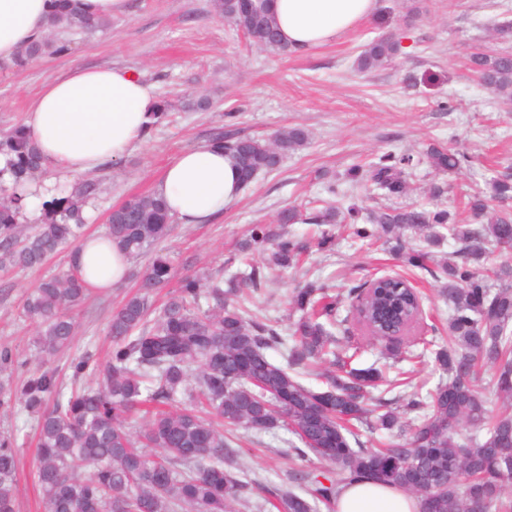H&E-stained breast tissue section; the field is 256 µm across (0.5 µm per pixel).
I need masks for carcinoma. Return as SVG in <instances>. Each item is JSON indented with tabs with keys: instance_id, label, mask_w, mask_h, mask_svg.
<instances>
[{
	"instance_id": "1",
	"label": "carcinoma",
	"mask_w": 512,
	"mask_h": 512,
	"mask_svg": "<svg viewBox=\"0 0 512 512\" xmlns=\"http://www.w3.org/2000/svg\"><path fill=\"white\" fill-rule=\"evenodd\" d=\"M268 2L256 0L253 14L243 11L239 0H213V6L257 46L287 54ZM59 24L64 32L78 33L105 28L109 21L63 13ZM398 49L394 36L377 37L363 46L356 69H378ZM69 50V41L53 36L26 47L16 62L32 64ZM471 64L499 101L512 103V57L478 53ZM209 142L255 177L274 169V157L304 149L309 135L293 126L271 140L220 132ZM0 154L10 157L0 170V267L31 268L65 246L76 248L83 238L85 208L96 199L99 183L87 178L44 202L39 222L24 235L22 188L41 174V152L26 127L17 124L0 132ZM426 157L439 172L454 170L465 159L434 146ZM410 164V157L386 152L366 169L352 166L347 177L355 185L369 182L401 196L408 190ZM510 198L508 175L493 180L489 193L469 195L468 209L483 219L481 224H456L444 209L416 205L386 208L364 219L353 206L341 217L331 202L310 216L284 209L275 222L252 225L241 244L244 251L269 246L262 262L227 281L219 274L182 276L153 321L152 297L174 277L170 258L157 250L174 217L155 192L125 200L109 213L106 232L129 258L146 256L148 262L138 273L137 291L109 318L112 354L93 370L96 385L66 398L52 370L30 374L16 391L0 385V406L17 405L37 416L34 479L44 512H235L247 484L229 469L234 450L216 418L229 430L262 433L284 426L302 444L294 447L300 459L313 456L336 465L323 481L307 471L297 473L300 493L274 494L283 512H320L323 507L330 512L342 487L363 481L415 495L421 512H512V416L492 415L487 397L492 393L512 401V261L488 265L490 254L512 253V217L490 205ZM345 220L352 224L353 237H376L398 249L406 230L430 245L447 237L458 245L442 260L425 248L408 253L411 265L427 270L432 264L447 278L439 294L448 305V345L434 351L447 378L424 396L369 397V389L384 383L391 391L399 380L385 379L375 367L352 366L356 347L336 350L339 340L320 318L332 321L341 299L325 285L309 282L293 296L300 316L292 323L285 365L267 356L284 339L242 307L243 289L262 287L265 270L295 265L304 250L286 225ZM371 288L358 320L374 339L401 319H412L421 306L415 288L400 276L374 278ZM90 292L71 267L43 280L27 296L19 317L38 327L37 348L55 353L73 342L75 312ZM203 297L212 306L202 315L198 305ZM329 354L336 371L328 375L327 389L303 384L298 367ZM479 365L493 370L486 385L478 376ZM178 393L182 400L174 408ZM146 403L158 409L134 431L129 419ZM356 424L371 432L396 430L402 442L367 448L352 429ZM149 447L162 455L147 452ZM17 474L15 439L0 434V512H16Z\"/></svg>"
}]
</instances>
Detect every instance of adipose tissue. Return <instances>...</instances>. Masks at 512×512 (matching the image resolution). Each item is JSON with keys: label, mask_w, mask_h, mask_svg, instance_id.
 Wrapping results in <instances>:
<instances>
[{"label": "adipose tissue", "mask_w": 512, "mask_h": 512, "mask_svg": "<svg viewBox=\"0 0 512 512\" xmlns=\"http://www.w3.org/2000/svg\"><path fill=\"white\" fill-rule=\"evenodd\" d=\"M280 37L303 51L343 38L372 19L379 0H271ZM56 0H0V62L51 28ZM158 101L133 72L120 67H76L48 81L32 98L25 125L39 145L45 168L91 175L140 143ZM243 185L231 158L203 143L176 155L156 191L184 224H207L223 215ZM93 288L121 284L130 259L104 234L85 237L71 257ZM336 512H420L402 489L367 481L344 486Z\"/></svg>", "instance_id": "1"}]
</instances>
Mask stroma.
I'll use <instances>...</instances> for the list:
<instances>
[{
    "mask_svg": "<svg viewBox=\"0 0 512 512\" xmlns=\"http://www.w3.org/2000/svg\"><path fill=\"white\" fill-rule=\"evenodd\" d=\"M512 20V0H381L376 18L341 40L299 54H277L251 43L217 17L212 0H130L127 15L105 30L74 35L72 50L25 67L0 65V130L22 122L28 103L49 80L75 67L121 66L136 72L154 96L168 97L173 108L127 155L102 166L95 178L100 192L87 211L86 234L102 231L109 212L135 195L156 189L166 164L179 152L209 139L216 131L268 139L301 125L309 145L286 155L280 165L244 187L238 201L209 224H175L161 246L176 276L191 273L231 275L243 270L238 243L254 224L271 223L283 209L310 211L325 199L328 182L340 185V209L419 205L448 209L459 222H472L466 197L487 190L491 180L512 166V110L493 102L470 68L479 51L512 50L494 22ZM395 36L393 60L362 73L355 59L365 43ZM437 144L464 154L459 169L435 171L424 152ZM392 152L408 155L410 190L396 197L369 185L350 189L347 170ZM289 231L306 244L297 267L271 272L264 288L251 293L249 309L280 334H290V302L308 282L334 292L384 275L408 279L422 297V332L436 345L448 338L447 306L440 281L408 264L403 252L380 241H359L347 225L293 224ZM331 241L320 245L322 232ZM68 252L38 269L0 268V347H9L28 371H57L64 390L74 385V367L84 352L104 362L112 343L110 315L135 291L134 277L119 286L93 291L76 316L72 346L51 355L39 353L34 325L20 318L26 294L46 276L67 270ZM342 303V326L360 348L358 368L386 366L388 378L407 372L410 387L435 389L442 372L433 359L418 365L388 356L390 341L369 339ZM36 419L19 408L0 407V432L14 435L20 458L18 512H42L33 483ZM236 473L251 481L237 512H276L271 493L293 485L295 470L330 474L332 465L303 463L293 452L297 438L280 427L266 433L238 430Z\"/></svg>",
    "mask_w": 512,
    "mask_h": 512,
    "instance_id": "1",
    "label": "stroma"
}]
</instances>
